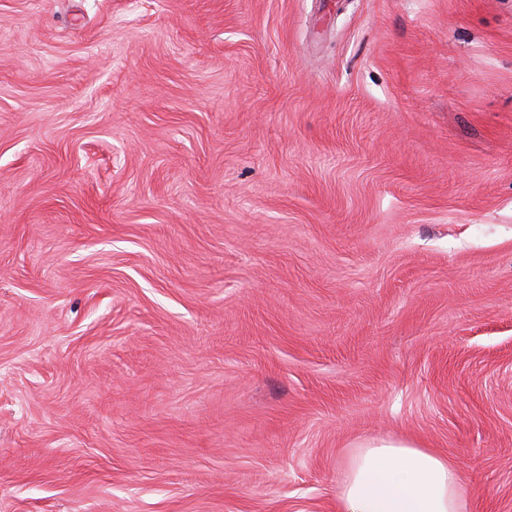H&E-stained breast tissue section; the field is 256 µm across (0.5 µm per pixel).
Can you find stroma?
<instances>
[{
  "label": "stroma",
  "instance_id": "obj_1",
  "mask_svg": "<svg viewBox=\"0 0 512 512\" xmlns=\"http://www.w3.org/2000/svg\"><path fill=\"white\" fill-rule=\"evenodd\" d=\"M372 439L512 512V0H0V512H339Z\"/></svg>",
  "mask_w": 512,
  "mask_h": 512
}]
</instances>
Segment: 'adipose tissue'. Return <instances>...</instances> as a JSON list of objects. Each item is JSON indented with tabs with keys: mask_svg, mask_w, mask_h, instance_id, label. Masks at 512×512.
I'll return each instance as SVG.
<instances>
[{
	"mask_svg": "<svg viewBox=\"0 0 512 512\" xmlns=\"http://www.w3.org/2000/svg\"><path fill=\"white\" fill-rule=\"evenodd\" d=\"M469 494L446 456L394 440L361 444L337 484L340 512H468Z\"/></svg>",
	"mask_w": 512,
	"mask_h": 512,
	"instance_id": "ef3b65f1",
	"label": "adipose tissue"
}]
</instances>
